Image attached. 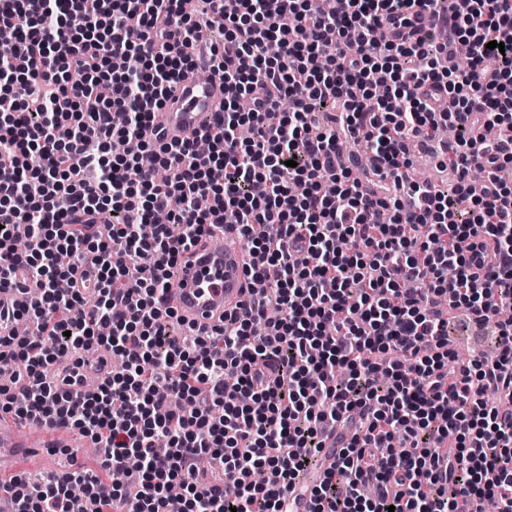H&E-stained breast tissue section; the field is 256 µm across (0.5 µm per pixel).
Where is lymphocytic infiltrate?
I'll return each instance as SVG.
<instances>
[{"mask_svg": "<svg viewBox=\"0 0 512 512\" xmlns=\"http://www.w3.org/2000/svg\"><path fill=\"white\" fill-rule=\"evenodd\" d=\"M199 13L224 111L200 140L150 139L198 67ZM0 26V292L40 290L11 314L28 335L0 333V409L112 471L19 476L15 512H288L326 427L310 512H512V0H0ZM443 126L450 189L412 175ZM359 141L365 182L339 149ZM225 227L266 287L188 343L172 276ZM454 310L494 329V359H459ZM94 345L120 370L61 388L54 366ZM77 440L74 449L77 451L76 466L84 470L93 471L98 474L102 479L107 480L112 477V472L106 471L101 467L100 457L96 448L87 439L81 438L77 432ZM85 444V445H84Z\"/></svg>", "mask_w": 512, "mask_h": 512, "instance_id": "lymphocytic-infiltrate-1", "label": "lymphocytic infiltrate"}]
</instances>
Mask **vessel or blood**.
<instances>
[{
	"mask_svg": "<svg viewBox=\"0 0 512 512\" xmlns=\"http://www.w3.org/2000/svg\"><path fill=\"white\" fill-rule=\"evenodd\" d=\"M223 110L221 81L186 76L157 112L148 136L169 143L191 140L212 125ZM250 286L245 249L237 234L228 230L223 247L196 248L191 261L179 267L170 303L187 322L205 329L219 323L225 311L243 310ZM71 445V435L58 428L48 429L40 439H32L20 419L0 412V485L14 479L20 459Z\"/></svg>",
	"mask_w": 512,
	"mask_h": 512,
	"instance_id": "1",
	"label": "vessel or blood"
}]
</instances>
